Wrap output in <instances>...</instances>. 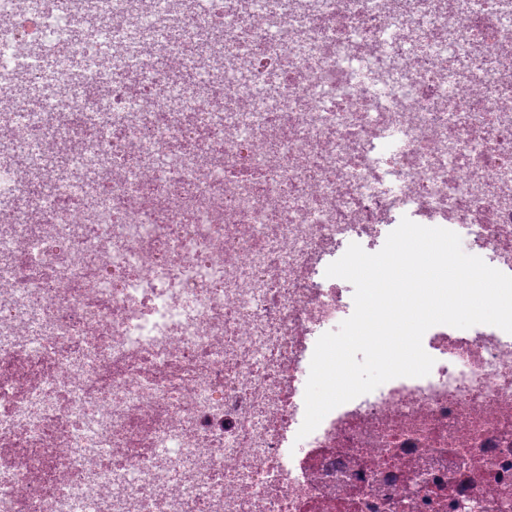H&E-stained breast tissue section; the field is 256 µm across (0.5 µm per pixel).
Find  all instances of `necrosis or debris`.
Returning <instances> with one entry per match:
<instances>
[{"instance_id": "1", "label": "necrosis or debris", "mask_w": 512, "mask_h": 512, "mask_svg": "<svg viewBox=\"0 0 512 512\" xmlns=\"http://www.w3.org/2000/svg\"><path fill=\"white\" fill-rule=\"evenodd\" d=\"M0 7V87L81 57L0 154V512H472L512 487V334L436 325L429 375L298 438L325 275L402 217L512 275V0ZM116 31L109 57L76 16ZM109 160L93 199L26 159Z\"/></svg>"}]
</instances>
